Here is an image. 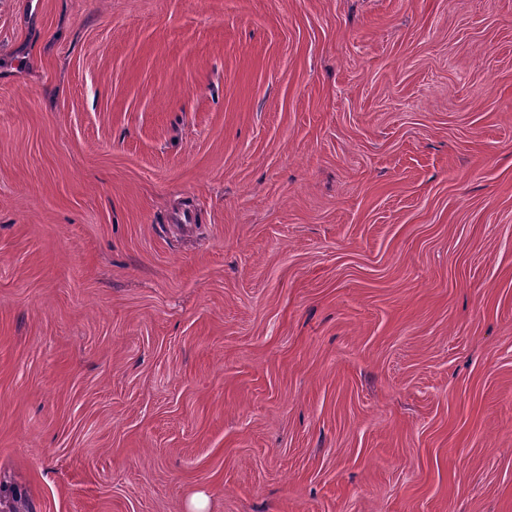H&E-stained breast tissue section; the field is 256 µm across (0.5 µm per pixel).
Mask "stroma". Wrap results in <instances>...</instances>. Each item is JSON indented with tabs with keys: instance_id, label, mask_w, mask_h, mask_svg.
I'll use <instances>...</instances> for the list:
<instances>
[{
	"instance_id": "obj_1",
	"label": "stroma",
	"mask_w": 512,
	"mask_h": 512,
	"mask_svg": "<svg viewBox=\"0 0 512 512\" xmlns=\"http://www.w3.org/2000/svg\"><path fill=\"white\" fill-rule=\"evenodd\" d=\"M20 496L512 512V0H0Z\"/></svg>"
}]
</instances>
